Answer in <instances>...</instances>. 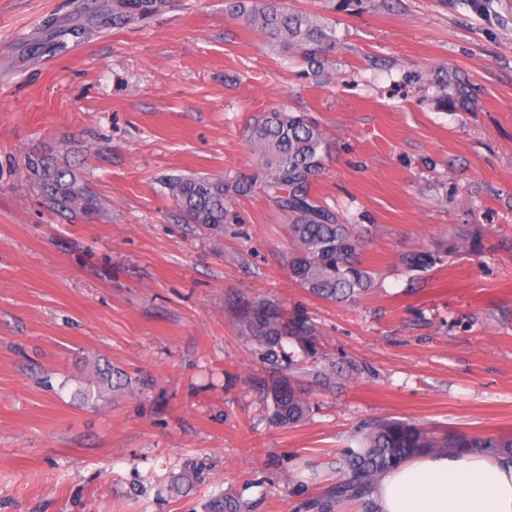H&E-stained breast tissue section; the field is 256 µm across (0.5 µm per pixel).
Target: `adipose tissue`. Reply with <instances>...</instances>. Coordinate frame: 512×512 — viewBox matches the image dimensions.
Instances as JSON below:
<instances>
[{
  "instance_id": "obj_1",
  "label": "adipose tissue",
  "mask_w": 512,
  "mask_h": 512,
  "mask_svg": "<svg viewBox=\"0 0 512 512\" xmlns=\"http://www.w3.org/2000/svg\"><path fill=\"white\" fill-rule=\"evenodd\" d=\"M373 512H512V463L484 454H425L386 471Z\"/></svg>"
}]
</instances>
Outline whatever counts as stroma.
Returning <instances> with one entry per match:
<instances>
[{"label":"stroma","mask_w":512,"mask_h":512,"mask_svg":"<svg viewBox=\"0 0 512 512\" xmlns=\"http://www.w3.org/2000/svg\"><path fill=\"white\" fill-rule=\"evenodd\" d=\"M230 0H0V512H305L362 423L512 435V0H281L336 46L322 67ZM79 29L62 53L47 43ZM311 113L312 192L367 241L378 289L318 299L288 275L268 193L227 224L187 223L166 178L253 173L256 117ZM50 153L107 204L47 207L26 162ZM434 253L409 273L400 257ZM309 317L356 380L301 385L314 411L273 426V377L241 334L252 305ZM121 387L85 399L94 365ZM152 1L141 0H117V4L112 5L114 21L116 23L143 21L151 13Z\"/></svg>","instance_id":"obj_1"}]
</instances>
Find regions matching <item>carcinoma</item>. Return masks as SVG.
<instances>
[{"mask_svg": "<svg viewBox=\"0 0 512 512\" xmlns=\"http://www.w3.org/2000/svg\"><path fill=\"white\" fill-rule=\"evenodd\" d=\"M150 0H117L115 22L143 21L152 13ZM232 10L273 40L292 42L315 57L330 48L332 37L310 17L293 12L279 0H237ZM259 150L257 172L235 180L198 175H172L164 182L174 207L190 224L213 229L226 223L231 203L250 195L257 185L274 194L276 205L290 217L288 272L309 294L330 302H355L375 290V273L364 265V240L354 224L343 223L336 212L312 194L313 178L327 152L320 125L305 112L286 107L261 115L251 129ZM27 169L53 210L79 214L91 221L102 216L106 203L84 185L69 166L49 157H30ZM431 254L413 251L402 257L409 271H423ZM242 335L256 345L262 358L284 371L264 391L269 420L291 426L305 420L312 407L294 382L291 370L315 357L316 327L303 315H288L261 303L246 318ZM361 373L353 360H330L315 370L325 384L342 383ZM484 453L512 462V436L490 437L428 429L413 421L376 420L359 427L351 444L336 459L342 479L325 495L306 503L312 512H336L346 499L372 507L380 477L389 469L424 453ZM250 505L224 495L209 502L208 512H249Z\"/></svg>", "mask_w": 512, "mask_h": 512, "instance_id": "obj_1", "label": "carcinoma"}]
</instances>
